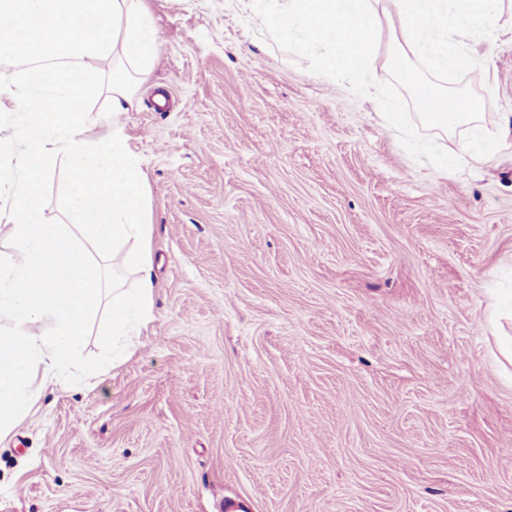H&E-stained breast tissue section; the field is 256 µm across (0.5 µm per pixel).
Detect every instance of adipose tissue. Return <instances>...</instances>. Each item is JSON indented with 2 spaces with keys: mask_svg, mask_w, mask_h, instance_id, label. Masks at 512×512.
I'll return each mask as SVG.
<instances>
[{
  "mask_svg": "<svg viewBox=\"0 0 512 512\" xmlns=\"http://www.w3.org/2000/svg\"><path fill=\"white\" fill-rule=\"evenodd\" d=\"M138 0H0V112H18L19 150L0 180L10 204L0 207V315L14 324L0 340V436L29 415L41 392L62 385L82 350L86 327L106 309L103 329L118 349L152 315L147 273L151 224L142 173L120 126L94 138L89 100L108 94L112 112L132 106L152 68L160 35ZM253 24L305 53L324 78L349 71L356 89L378 93L385 65L405 70L421 49L435 72L482 76V60L461 37L500 29L501 0H386L397 21L390 62L373 48L378 0H241ZM430 107L421 118L450 131L476 121L478 108L422 80ZM69 170L66 219L50 220L43 183L57 161ZM122 256L140 271L137 287L107 279L102 259Z\"/></svg>",
  "mask_w": 512,
  "mask_h": 512,
  "instance_id": "adipose-tissue-1",
  "label": "adipose tissue"
}]
</instances>
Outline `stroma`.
I'll list each match as a JSON object with an SVG mask.
<instances>
[{
    "label": "stroma",
    "instance_id": "stroma-1",
    "mask_svg": "<svg viewBox=\"0 0 512 512\" xmlns=\"http://www.w3.org/2000/svg\"><path fill=\"white\" fill-rule=\"evenodd\" d=\"M161 38L120 123L146 174L152 316L0 439V512H512V0L466 38L484 83L401 130L240 0H141ZM487 161L444 174L475 132ZM413 97L427 92L430 108L418 112L420 117L431 127L451 131L459 126L469 125L479 115L477 105L466 96L448 95L447 91L428 84L421 79L413 80ZM448 103L450 107L448 108Z\"/></svg>",
    "mask_w": 512,
    "mask_h": 512
}]
</instances>
